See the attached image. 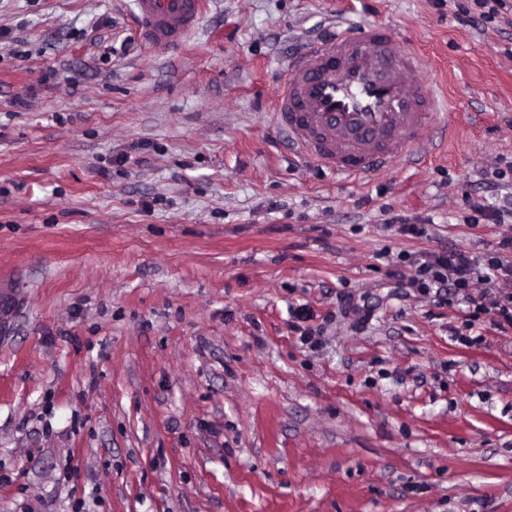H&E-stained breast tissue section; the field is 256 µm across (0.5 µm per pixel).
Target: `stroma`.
<instances>
[{"label":"stroma","instance_id":"stroma-1","mask_svg":"<svg viewBox=\"0 0 512 512\" xmlns=\"http://www.w3.org/2000/svg\"><path fill=\"white\" fill-rule=\"evenodd\" d=\"M204 5L158 50L134 0H0V270L26 292L0 512H512V326L468 301L500 285L426 295L398 259L512 235L462 221L512 200V33L474 0ZM374 21L453 112L352 181L273 106L307 41Z\"/></svg>","mask_w":512,"mask_h":512}]
</instances>
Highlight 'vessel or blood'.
Wrapping results in <instances>:
<instances>
[{
	"instance_id": "vessel-or-blood-1",
	"label": "vessel or blood",
	"mask_w": 512,
	"mask_h": 512,
	"mask_svg": "<svg viewBox=\"0 0 512 512\" xmlns=\"http://www.w3.org/2000/svg\"><path fill=\"white\" fill-rule=\"evenodd\" d=\"M139 35L156 49L181 44L198 25L202 0H136ZM419 57L393 29L342 23L289 64L275 119L295 152L351 180L410 158L442 114L417 76ZM24 298L18 272L0 275V330Z\"/></svg>"
}]
</instances>
